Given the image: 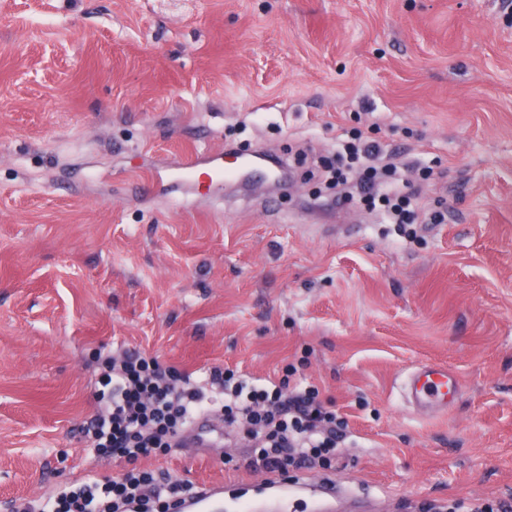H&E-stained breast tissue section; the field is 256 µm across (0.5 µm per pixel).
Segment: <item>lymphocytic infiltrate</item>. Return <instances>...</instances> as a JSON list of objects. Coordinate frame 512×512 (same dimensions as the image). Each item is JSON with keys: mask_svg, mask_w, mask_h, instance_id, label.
<instances>
[{"mask_svg": "<svg viewBox=\"0 0 512 512\" xmlns=\"http://www.w3.org/2000/svg\"><path fill=\"white\" fill-rule=\"evenodd\" d=\"M382 147L359 128L347 131L324 175L339 198L360 200L382 223L414 237L419 223L441 224L445 213L424 211L418 195L405 191V174L382 163ZM298 367L288 364L279 382H258L232 369H212L210 384L224 393L221 412L226 435L248 443L245 469L284 474L288 469L336 463V448L346 421L328 406L318 387L298 388ZM97 399L106 403L87 428L96 450L124 459L120 477L70 486L47 501L41 512H125L138 503L140 512H177L191 485L142 470V459L167 454L180 434L201 416L212 413L206 394L156 357L137 353L109 362Z\"/></svg>", "mask_w": 512, "mask_h": 512, "instance_id": "lymphocytic-infiltrate-1", "label": "lymphocytic infiltrate"}]
</instances>
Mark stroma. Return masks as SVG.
I'll return each instance as SVG.
<instances>
[{
  "instance_id": "1",
  "label": "stroma",
  "mask_w": 512,
  "mask_h": 512,
  "mask_svg": "<svg viewBox=\"0 0 512 512\" xmlns=\"http://www.w3.org/2000/svg\"><path fill=\"white\" fill-rule=\"evenodd\" d=\"M447 223L416 239L307 176L356 121ZM284 155L271 208L174 186L188 151ZM202 380L302 362L348 421L331 476L381 512H512V24L502 0H0V512L119 475L102 357ZM461 384L419 416L415 364ZM241 449L142 460L250 496Z\"/></svg>"
}]
</instances>
